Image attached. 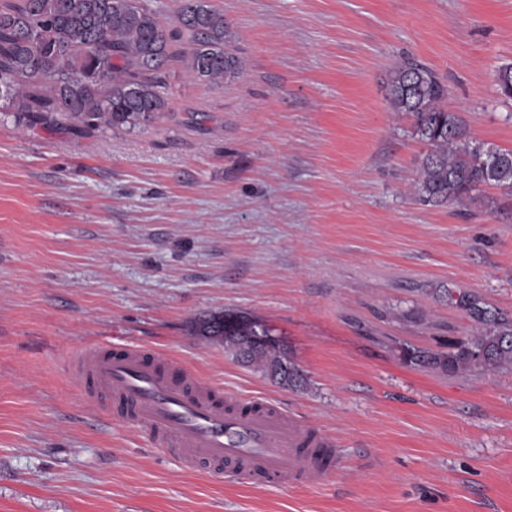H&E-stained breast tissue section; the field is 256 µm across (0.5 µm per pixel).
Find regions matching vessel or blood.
<instances>
[{
  "mask_svg": "<svg viewBox=\"0 0 512 512\" xmlns=\"http://www.w3.org/2000/svg\"><path fill=\"white\" fill-rule=\"evenodd\" d=\"M67 371L90 400L190 470L299 489L344 469L336 441L279 402L210 381L141 345H86Z\"/></svg>",
  "mask_w": 512,
  "mask_h": 512,
  "instance_id": "obj_1",
  "label": "vessel or blood"
}]
</instances>
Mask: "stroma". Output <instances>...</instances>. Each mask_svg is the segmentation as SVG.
Returning a JSON list of instances; mask_svg holds the SVG:
<instances>
[{"label":"stroma","instance_id":"1","mask_svg":"<svg viewBox=\"0 0 512 512\" xmlns=\"http://www.w3.org/2000/svg\"><path fill=\"white\" fill-rule=\"evenodd\" d=\"M243 75L167 76L166 112L77 136L0 112V512H512V371L407 365L512 318V201L415 196L427 148L388 75L416 59L474 139L512 149V0H213ZM497 198L487 208L485 197ZM245 312L307 383L198 336ZM176 355L332 435L346 467L302 489L185 471L108 423L69 376L89 341Z\"/></svg>","mask_w":512,"mask_h":512}]
</instances>
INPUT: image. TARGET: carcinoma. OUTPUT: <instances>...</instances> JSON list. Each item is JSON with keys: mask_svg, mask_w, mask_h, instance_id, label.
I'll list each match as a JSON object with an SVG mask.
<instances>
[{"mask_svg": "<svg viewBox=\"0 0 512 512\" xmlns=\"http://www.w3.org/2000/svg\"><path fill=\"white\" fill-rule=\"evenodd\" d=\"M177 20L180 28L166 29L148 0H3L0 112L46 128L64 123L77 135L140 127L168 108L170 46L184 34L191 77L211 83L240 77L224 11L212 0H182ZM388 88L392 109L413 118V135L429 147L418 171L419 201L461 205L483 187L512 196V150L470 140L458 113L440 105L445 85L430 68L405 59L391 71ZM460 306L475 317V336L446 351L404 345L403 360L473 376L512 367V319L467 300ZM197 332L279 386L306 384L283 342L259 341L229 315L200 320Z\"/></svg>", "mask_w": 512, "mask_h": 512, "instance_id": "obj_1", "label": "carcinoma"}]
</instances>
